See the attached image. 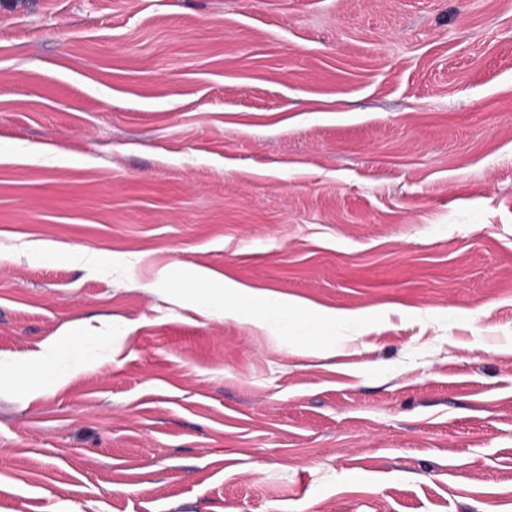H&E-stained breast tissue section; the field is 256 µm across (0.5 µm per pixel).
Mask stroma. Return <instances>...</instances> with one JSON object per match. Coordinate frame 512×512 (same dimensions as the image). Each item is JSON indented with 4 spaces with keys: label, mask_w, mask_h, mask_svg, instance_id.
<instances>
[{
    "label": "stroma",
    "mask_w": 512,
    "mask_h": 512,
    "mask_svg": "<svg viewBox=\"0 0 512 512\" xmlns=\"http://www.w3.org/2000/svg\"><path fill=\"white\" fill-rule=\"evenodd\" d=\"M87 325L0 512H512V0L0 4V356ZM225 295L228 297H240L254 295L251 289L235 285L228 286L222 283L217 288H213L208 294L190 299L193 309L203 316H224L228 313L225 304ZM259 296L262 302L261 309L247 317L249 323L259 328H268L273 322L288 328L289 321L301 316L315 322L336 321L335 314L313 308L301 301L288 300L274 292L265 291ZM111 335L112 330L98 331L92 328L83 329L81 333L74 337L70 354H78L83 346L90 340L97 342L101 346L108 347L112 344Z\"/></svg>",
    "instance_id": "1"
}]
</instances>
